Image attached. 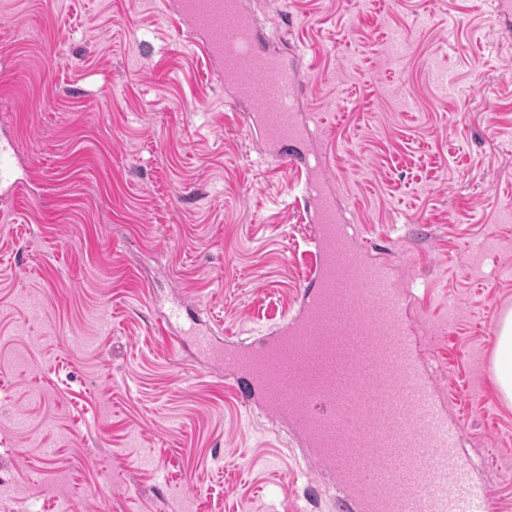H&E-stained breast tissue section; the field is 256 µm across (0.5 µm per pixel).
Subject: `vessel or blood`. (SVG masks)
Returning <instances> with one entry per match:
<instances>
[{
  "label": "vessel or blood",
  "mask_w": 512,
  "mask_h": 512,
  "mask_svg": "<svg viewBox=\"0 0 512 512\" xmlns=\"http://www.w3.org/2000/svg\"><path fill=\"white\" fill-rule=\"evenodd\" d=\"M195 47L246 104L250 135L275 160L303 170L315 262L297 309L258 344L160 325L174 347L192 341L224 370L237 403L290 429L319 474L335 476L357 512H486L462 464L460 431L446 413L404 312L405 293L387 265L355 243L325 188V160L304 153L310 134L298 95L304 75L264 35L244 0H170ZM17 161L0 147V185L19 188Z\"/></svg>",
  "instance_id": "1"
}]
</instances>
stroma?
Listing matches in <instances>:
<instances>
[{"label": "stroma", "mask_w": 512, "mask_h": 512, "mask_svg": "<svg viewBox=\"0 0 512 512\" xmlns=\"http://www.w3.org/2000/svg\"><path fill=\"white\" fill-rule=\"evenodd\" d=\"M306 49L311 149L394 267L473 483L512 512V42L483 0H247ZM456 29H449V15ZM163 0H0V512H336L281 424L158 332L264 335L308 267L297 185ZM17 161L14 153L7 146L0 147V186L8 184L11 189L22 186L16 178ZM495 346L493 381L501 399L512 405V307L501 313Z\"/></svg>", "instance_id": "obj_1"}]
</instances>
